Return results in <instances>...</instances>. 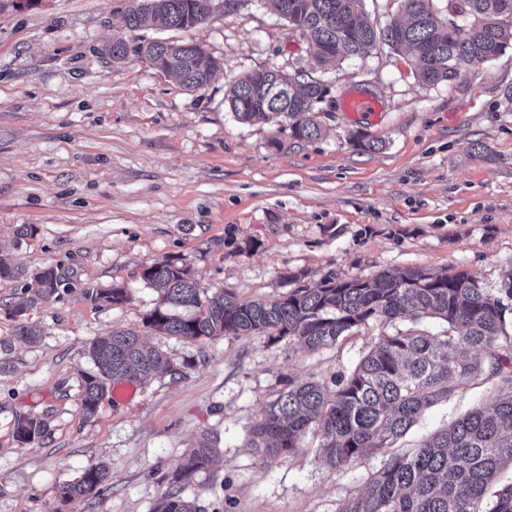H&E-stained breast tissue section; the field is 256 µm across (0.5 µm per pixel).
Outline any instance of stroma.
Listing matches in <instances>:
<instances>
[{
  "label": "stroma",
  "instance_id": "1",
  "mask_svg": "<svg viewBox=\"0 0 512 512\" xmlns=\"http://www.w3.org/2000/svg\"><path fill=\"white\" fill-rule=\"evenodd\" d=\"M137 0H0V250L35 272L56 265L79 285L129 290L117 308L74 292L33 308L39 342L13 340L8 304L21 292L0 278V512H152L181 457L201 438L221 460L183 489L200 512H338L383 464L363 457L333 470L316 435L286 458L245 445L282 380L352 367L371 325L317 352L263 335L182 340L145 329L159 302L141 278L157 259L188 265L208 292L274 298L291 272L369 277L390 268L466 270L497 288L512 269V49L450 84L420 82L407 53L378 44L365 57L322 67L307 39L264 0H214L206 23L131 29ZM199 43L220 62L210 83L185 91L136 56L104 54L113 38ZM277 69L320 79L330 93L321 137L296 140L277 123L243 124L224 100L247 72ZM362 92L377 121L340 108ZM366 131L379 147L351 140ZM280 147H272L271 139ZM32 234L17 240L20 226ZM142 331L182 371L135 384L131 400L80 409L90 342ZM497 380L471 383L432 407L400 450L488 403ZM42 416L48 436L17 440L19 417ZM109 467L99 504L62 501L60 488Z\"/></svg>",
  "mask_w": 512,
  "mask_h": 512
}]
</instances>
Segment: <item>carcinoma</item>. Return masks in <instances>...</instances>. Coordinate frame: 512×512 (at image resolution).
<instances>
[{
	"instance_id": "obj_1",
	"label": "carcinoma",
	"mask_w": 512,
	"mask_h": 512,
	"mask_svg": "<svg viewBox=\"0 0 512 512\" xmlns=\"http://www.w3.org/2000/svg\"><path fill=\"white\" fill-rule=\"evenodd\" d=\"M279 15L306 32L313 60L342 63L369 53L377 34L366 20L363 0H270ZM403 18L383 30L392 50H407L420 80L430 86L449 83L462 71L495 59L512 47V0H463L469 22L448 24L434 0H399ZM213 0H140L125 18L130 28L158 23L189 29L205 23ZM147 64L172 73L188 91L206 86L219 61L196 43L144 41L137 44ZM288 86V96L272 87ZM325 88L279 70H257L232 81L225 94L230 111L244 124L268 122L274 112L288 119L290 135L299 140L321 136L318 112ZM142 279L160 291L162 303L144 326L185 340L214 336L263 334L272 343L288 341L311 351L330 349L373 323L393 326L375 338L370 349L330 382H299L290 377L267 403L262 418L250 427L246 445L270 459L300 447L313 430L320 433L326 463L336 469L371 455L385 456L364 489L338 512H512V484L487 494L503 469L512 466V270L501 278L498 296L474 274L422 269L382 270L371 277L339 278L325 274L319 283L286 275L293 288L274 299L240 300L228 290L212 294L202 288L183 263L157 260ZM99 307H118L127 288L78 287L59 267L47 266L29 277L10 305L15 336L35 342L42 330L28 312L74 290ZM175 308L193 310L188 316ZM424 318L447 325L441 335L419 328ZM93 370L82 376L80 408L96 415L114 379L140 382L154 375H175L180 368L162 352L146 347L135 330H116L88 347ZM498 379L486 407L452 421L408 453L392 451L421 416L446 401L461 386ZM16 437L39 443L48 425L39 415L18 418ZM217 449L204 438L183 456L168 481L156 512H199L182 495L183 481L213 464ZM111 485L105 467L87 470L60 489L63 501L94 499Z\"/></svg>"
}]
</instances>
